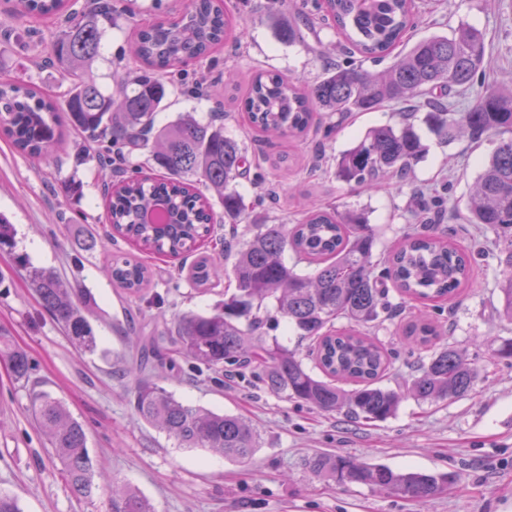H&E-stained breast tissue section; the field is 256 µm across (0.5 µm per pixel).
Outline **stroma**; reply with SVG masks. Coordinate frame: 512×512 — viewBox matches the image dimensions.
Here are the masks:
<instances>
[{
  "instance_id": "stroma-1",
  "label": "stroma",
  "mask_w": 512,
  "mask_h": 512,
  "mask_svg": "<svg viewBox=\"0 0 512 512\" xmlns=\"http://www.w3.org/2000/svg\"><path fill=\"white\" fill-rule=\"evenodd\" d=\"M318 2L286 0L282 10L288 20L313 22L304 41L288 45L269 19L277 8L274 0H224L235 24L244 27V38L174 69L155 123L166 126L186 112L205 122L223 108L225 136L238 141L251 162L235 183L250 223L293 224L312 207L362 209L377 232L379 258L414 223L413 189L446 186L443 227L448 239L470 255L471 278L455 298L426 309L442 327L440 344L454 347L479 369L474 392L433 404L407 397L392 417L367 423L342 411L318 412L259 385L230 378L214 382L212 373H197L183 358L174 367L162 366L161 358L171 356L167 335L175 317L210 310L233 288L231 276L214 280L204 293L189 280L193 256L168 258L124 239L108 242L112 228L105 222L97 157L77 162L68 143L53 159L38 161L0 134V213L16 230L14 253L0 254V328L28 352L44 391L62 400L83 424L89 451L107 475L89 499L64 486L50 444L31 418V388L14 382L0 361V491L18 496L22 512H107L116 482L136 487L156 512H512V362L499 359L490 344L494 338H512L498 291L507 270L494 231L453 217L465 211L498 138L486 135L473 142L464 137L445 144L421 129L427 151L410 180L367 191L337 180L336 159L369 129L396 123L392 109L355 112L342 120L322 117L314 139L258 137L240 107L251 75L278 73L309 86L331 64L349 60L339 47L341 35L324 24ZM188 3L112 0V22L92 65L104 93L118 94L120 81L135 69L131 44L137 26L178 20ZM414 5L419 24L412 40L446 35L463 24L484 34L487 63L474 80V93L512 81V0H414ZM14 9L15 0H0V78L11 76L62 97L66 81L53 66L33 64L31 58L46 55L65 15L16 19ZM203 77L207 94H192ZM282 153L297 161L292 175H275L270 167V159ZM265 183L278 184L276 202H259ZM18 253L92 292L96 354L79 351L45 310L17 270ZM117 256L147 265L149 281L140 294L112 283L107 269ZM377 337L391 354L384 384L398 387L427 351L407 341L395 323H386ZM136 366L177 399L242 416L258 428L262 443L253 460L237 464L206 450L177 447L164 432L139 420L125 376ZM316 453H341L396 470L449 473L454 480L435 497L411 500L313 477L304 461Z\"/></svg>"
}]
</instances>
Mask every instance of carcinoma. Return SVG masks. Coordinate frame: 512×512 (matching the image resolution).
<instances>
[{"mask_svg":"<svg viewBox=\"0 0 512 512\" xmlns=\"http://www.w3.org/2000/svg\"><path fill=\"white\" fill-rule=\"evenodd\" d=\"M63 0H16V11L30 17L57 14ZM327 10L341 30L345 53L379 63L391 55L414 29L411 0H327ZM109 0H88L87 8L69 17L53 40L47 62L70 82L67 97H55L11 79L0 82V127L23 153L48 160L62 142L67 126L81 137L77 157L97 148L102 166L127 173V158L154 141L152 159L163 170L148 184L124 179L111 192L108 221L119 235L153 254L181 255L215 233L213 206L199 193L188 191L197 182L212 190L229 220L224 256L234 258V291L209 313L187 312L169 333L172 352L197 366L245 378H255L269 392L302 402L321 412L346 409L354 418L384 420L396 411L400 394L380 385L390 355L375 336L385 322L402 314L390 301V291L401 297L435 300L452 296L470 278L468 255L451 246L434 225L445 214L444 198L415 191L414 204H423L428 223L412 228L403 243L379 261L373 260L376 235L363 214L311 209L292 228L284 224H250L251 236L242 239L245 222L240 197L234 190L244 170V148L224 137V113L214 112L201 123L182 115L155 128V114L166 96L164 78L193 59L209 56L232 35L224 0H190L178 22H157L139 28L132 52L143 68L127 82L119 99L98 88L91 65L98 55L101 25L110 20ZM283 39H304L301 28L277 23ZM486 56L484 35L460 26L449 35H431L395 56L382 71L338 64L325 72L307 92L276 73L260 74L248 84L243 107L250 125L264 133L308 138L318 132L322 112L344 119L352 112L398 107L400 123L368 132L336 159V179L374 190L384 177L405 181L424 152L415 127L422 122L444 142L461 136L478 140L487 134L499 143L479 174L467 201L466 221L496 231L502 244V262L512 268V89H491L473 104L455 110L450 96L470 94ZM15 247V229L0 213V253ZM292 249L300 259L318 266L314 276L288 266L283 255ZM28 282L45 310L62 326L72 344L93 354L97 343L89 320L87 294L72 288L55 271L28 265ZM384 265L375 273L378 265ZM112 281L138 294L148 279L140 261L116 257L110 266ZM224 268L201 256L191 268L199 286L212 283ZM393 288H388L387 282ZM501 312L512 321V273L499 288ZM284 318L302 340L322 376L303 364L295 350L267 342L262 330ZM344 320L347 325L335 327ZM405 336L433 350L403 388L419 403L466 396L475 390L479 370L464 362L451 347H438V327L420 317L405 327ZM0 360L8 363L17 382L37 385L28 353L0 330ZM133 406L138 418L165 432L178 447L205 448L236 463L253 458L260 434L242 417L188 405L135 368ZM351 383L347 390L341 383ZM32 416L47 436L62 466V477L77 497H89L95 479L103 478L90 455L85 429L67 406L46 391L32 396ZM305 467L317 478L339 484H360L393 491L417 500L431 498L452 481L448 474L395 471L385 464L356 462L342 454H315ZM108 512H155L136 488L112 484Z\"/></svg>","mask_w":512,"mask_h":512,"instance_id":"cac0c4a2","label":"carcinoma"}]
</instances>
